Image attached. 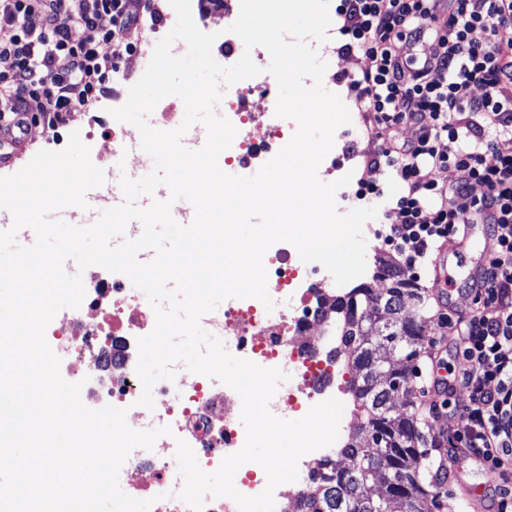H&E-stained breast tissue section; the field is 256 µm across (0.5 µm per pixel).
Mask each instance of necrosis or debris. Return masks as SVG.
<instances>
[{"label":"necrosis or debris","mask_w":512,"mask_h":512,"mask_svg":"<svg viewBox=\"0 0 512 512\" xmlns=\"http://www.w3.org/2000/svg\"><path fill=\"white\" fill-rule=\"evenodd\" d=\"M270 77L246 79L224 91V115L237 134L222 152L225 168L264 164L279 152L297 129L294 121L277 117L272 105L277 94ZM266 95L271 105L263 112L248 109L254 93ZM270 295L286 305L266 311L255 298H228L221 308L200 320L202 328L218 337L226 350L261 367L285 370L283 383L269 408L282 419L304 414L330 398L325 380L344 391L338 359L321 355L317 341H333L332 319L320 303L329 280L325 267L303 262L289 244L272 245L263 257ZM86 296L81 306L60 311L46 329V339L60 357V372L83 381V403L92 409L114 405L127 411V422L136 430L170 427L155 448L134 449L121 468L124 491L138 499H153V512H189L178 499L183 487L175 460L178 441L194 451L202 470L218 469L222 459L238 452L246 436L239 421L242 408L238 393L215 378L195 374L174 364L175 378L158 382L153 390V408L139 406L142 383L136 373L137 340L155 327V313L146 297L130 291L120 274L85 279ZM333 447L304 455L298 463L296 481L274 491L275 512H289L293 503L305 500L316 487L322 464L333 459Z\"/></svg>","instance_id":"1"}]
</instances>
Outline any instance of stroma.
<instances>
[{
    "label": "stroma",
    "instance_id": "35a3bbf8",
    "mask_svg": "<svg viewBox=\"0 0 512 512\" xmlns=\"http://www.w3.org/2000/svg\"><path fill=\"white\" fill-rule=\"evenodd\" d=\"M341 24L340 17H333L331 28L337 33L338 49L328 64L324 85L328 90L341 96L351 113L350 126L357 130L358 137L353 143L342 139L336 142L337 150H344L350 154V168L353 176L350 183L343 187L341 192L336 193L335 199L340 202L345 195L354 194L360 179L367 176L375 181L383 192L382 200L377 203L378 208L382 209L394 203L399 196L400 187L396 178L386 167L371 169L368 168L367 163L385 147L416 138L418 129L404 122L391 126L380 135L369 130V118L361 111L347 86L348 77L361 74L368 67L369 61L362 53L345 50L347 38L339 32ZM119 64L127 72V83L121 87L109 86L107 94L93 104L91 111L97 114L96 122H89L87 118L88 112L91 111L81 110L72 113L67 123L56 130L48 131L40 128L32 130L16 147L12 161L7 164L0 163V176L16 173L39 150L64 149L71 132L74 131L79 132L83 143L89 147L91 156L97 157L98 167L109 171L111 181H119L122 170H133L137 165V154L128 155L125 165L122 166L101 155L103 149L101 132L103 128L112 124L108 110L112 106L113 94L127 95L129 84L135 83L143 74L137 57L120 59ZM484 243L483 227L477 224L473 227L470 240L463 247L445 254L446 269L457 279L456 286L448 291V300L444 301L440 298V292L443 289L435 282L433 262H425L414 273L415 281L420 288L424 289L427 296L428 309L422 324L425 343L414 362L416 368L412 378L414 394L409 398L396 397L394 406L396 413L401 416H417L424 432L430 438L436 436L440 430L437 415L430 410L429 398L426 394L432 370H439L440 374L444 375L450 371L458 373L468 367L467 361L456 351L452 338L448 337L447 330L442 325V319L446 316L454 318L460 314L476 311L475 297L468 287H465L464 281L468 271L479 263ZM457 451V444L449 441L430 451L434 491L440 501V506L435 512H471L459 489V481L463 478L468 482L484 486L485 497L482 508L484 512H494V491L502 485L499 474L475 465L467 466L463 471L459 470L453 462Z\"/></svg>",
    "mask_w": 512,
    "mask_h": 512
}]
</instances>
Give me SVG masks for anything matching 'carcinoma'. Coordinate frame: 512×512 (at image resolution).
I'll return each mask as SVG.
<instances>
[{
    "instance_id": "1",
    "label": "carcinoma",
    "mask_w": 512,
    "mask_h": 512,
    "mask_svg": "<svg viewBox=\"0 0 512 512\" xmlns=\"http://www.w3.org/2000/svg\"><path fill=\"white\" fill-rule=\"evenodd\" d=\"M387 277L402 278L407 287L376 293L362 285L328 306L336 314L339 343L349 348L353 375L348 394L354 415L364 419L367 439L361 443L352 435L336 449V458H350L353 467L331 462L315 493L303 502L302 512H385L388 499L397 494L405 496L406 512H431L428 501L433 495L421 478L427 471V454L421 450L425 434L418 421L392 414L395 395H407L411 389L408 363L416 358L422 340L423 300L414 281L397 268L383 266L374 274L376 279ZM408 298L417 303L413 317L403 314ZM384 347L402 352L407 365L388 367L380 383L377 351ZM381 470L388 478L382 494L373 498L366 484Z\"/></svg>"
}]
</instances>
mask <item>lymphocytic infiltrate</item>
Masks as SVG:
<instances>
[{
  "mask_svg": "<svg viewBox=\"0 0 512 512\" xmlns=\"http://www.w3.org/2000/svg\"><path fill=\"white\" fill-rule=\"evenodd\" d=\"M145 0H0V130L23 132L32 114L66 120L97 101L123 56L136 53L135 31ZM40 15L32 27L29 19ZM346 50L370 65L350 83L375 125L408 122L416 139L385 148L374 165L393 167L404 185L399 220L389 240L415 270L431 243L454 236L465 218L490 228L488 261L479 269L480 308L456 319V349L468 369L433 379L445 411L442 434L491 470H512V150L495 149L493 162L469 149L485 126L512 129V0H341ZM81 28L84 36L74 39ZM486 33L476 42L474 29ZM432 50L405 76L407 50L422 40ZM111 54H102L104 45ZM484 89L482 96L472 86ZM451 167L443 188L433 169ZM485 186L473 195V185ZM465 389L467 404L448 411Z\"/></svg>",
  "mask_w": 512,
  "mask_h": 512,
  "instance_id": "1",
  "label": "lymphocytic infiltrate"
}]
</instances>
